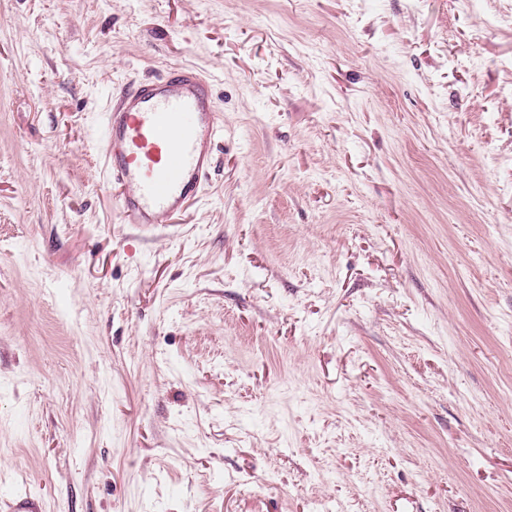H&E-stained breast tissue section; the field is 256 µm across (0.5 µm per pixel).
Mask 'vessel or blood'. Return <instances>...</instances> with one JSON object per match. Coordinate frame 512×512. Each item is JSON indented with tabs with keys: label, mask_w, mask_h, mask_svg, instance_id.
Instances as JSON below:
<instances>
[{
	"label": "vessel or blood",
	"mask_w": 512,
	"mask_h": 512,
	"mask_svg": "<svg viewBox=\"0 0 512 512\" xmlns=\"http://www.w3.org/2000/svg\"><path fill=\"white\" fill-rule=\"evenodd\" d=\"M224 126L209 80L192 67L125 91L106 117L105 156L110 184L121 186L124 223L164 224L205 194L212 146ZM0 512H41L17 492Z\"/></svg>",
	"instance_id": "obj_1"
}]
</instances>
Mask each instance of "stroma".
Listing matches in <instances>:
<instances>
[{"instance_id": "stroma-1", "label": "stroma", "mask_w": 512, "mask_h": 512, "mask_svg": "<svg viewBox=\"0 0 512 512\" xmlns=\"http://www.w3.org/2000/svg\"><path fill=\"white\" fill-rule=\"evenodd\" d=\"M197 67L201 203L107 108ZM512 512V0H0V495ZM224 126L209 80L193 67L127 90L106 117L109 182L126 224H165L205 194Z\"/></svg>"}]
</instances>
